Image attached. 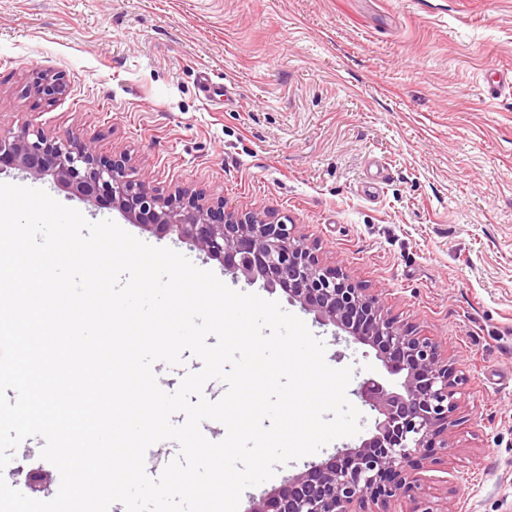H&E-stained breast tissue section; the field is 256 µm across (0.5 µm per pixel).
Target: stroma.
Masks as SVG:
<instances>
[{"label": "stroma", "mask_w": 512, "mask_h": 512, "mask_svg": "<svg viewBox=\"0 0 512 512\" xmlns=\"http://www.w3.org/2000/svg\"><path fill=\"white\" fill-rule=\"evenodd\" d=\"M67 94L27 93L33 72ZM209 72L223 109L204 96ZM512 0H0V125L79 129L126 152L164 191L192 185L241 211L297 224L321 256L419 334L467 379L447 448L422 475L433 512H512ZM91 222L112 220L172 248L230 288L275 300L326 345L351 387L383 367L279 290L225 274L177 236L9 170ZM337 439L247 488L239 512L373 429ZM23 441L14 462L60 475Z\"/></svg>", "instance_id": "obj_1"}]
</instances>
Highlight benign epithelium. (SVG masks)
<instances>
[{
	"label": "benign epithelium",
	"instance_id": "1",
	"mask_svg": "<svg viewBox=\"0 0 512 512\" xmlns=\"http://www.w3.org/2000/svg\"><path fill=\"white\" fill-rule=\"evenodd\" d=\"M56 74L39 73L29 92L47 100L66 94ZM50 176L89 202L119 211L159 236L191 242L224 271L281 289L325 325L376 351L385 371L399 376L364 379L356 395L376 412L372 436L306 470L288 476L249 512H390L394 497L420 489L418 471L457 426L465 377L439 345L393 317L382 301L321 259L296 225L268 213L243 212L222 197L178 187L164 194L137 174L124 153L100 152L76 130L53 135L25 125L0 126V172Z\"/></svg>",
	"mask_w": 512,
	"mask_h": 512
}]
</instances>
